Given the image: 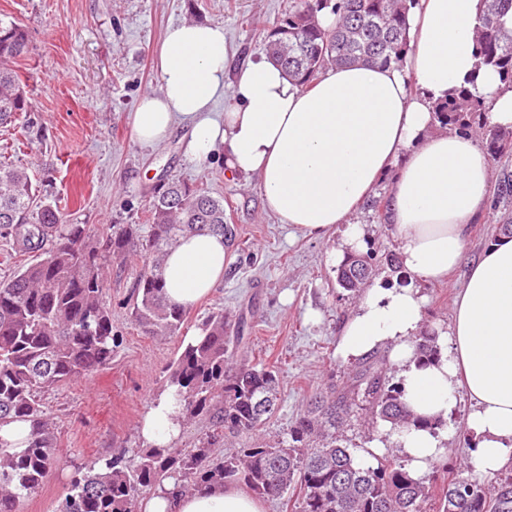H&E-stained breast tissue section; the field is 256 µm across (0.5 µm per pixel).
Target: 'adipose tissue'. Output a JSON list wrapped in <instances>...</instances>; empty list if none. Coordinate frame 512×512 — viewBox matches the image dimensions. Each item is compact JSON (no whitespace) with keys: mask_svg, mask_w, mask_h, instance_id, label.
Returning <instances> with one entry per match:
<instances>
[{"mask_svg":"<svg viewBox=\"0 0 512 512\" xmlns=\"http://www.w3.org/2000/svg\"><path fill=\"white\" fill-rule=\"evenodd\" d=\"M480 0H419L408 15L411 50L403 66L330 67L308 87L268 59L233 64L224 29L204 23L171 26L159 51L161 89L144 94L134 114L136 141L159 144L177 122L190 125L188 150L223 151L228 173L258 176L266 210L310 237L342 228L328 260L339 265L364 250L366 227L352 215L384 178L392 180L389 222L407 283H370L345 323L339 354L350 363L386 349L404 399L439 427L377 425L369 447L395 449L414 478L448 453L455 434L447 420L460 394L472 407L467 463L491 476L512 465V237L474 262L448 331L439 333V360L418 362L415 338L425 320L418 285L445 280L460 261L468 224L489 207L491 169L478 139L437 126L432 107L474 71ZM235 73L224 87L226 70ZM475 91L489 104L491 125L512 128V87L491 70ZM226 96L214 117V99ZM233 257L221 235L182 240L164 263L171 303L189 306L224 279ZM173 388L158 392L139 435L143 445H173L180 436ZM144 512H265L263 503L231 483L183 496L156 492Z\"/></svg>","mask_w":512,"mask_h":512,"instance_id":"obj_1","label":"adipose tissue"}]
</instances>
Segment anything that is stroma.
Returning a JSON list of instances; mask_svg holds the SVG:
<instances>
[{
    "label": "stroma",
    "mask_w": 512,
    "mask_h": 512,
    "mask_svg": "<svg viewBox=\"0 0 512 512\" xmlns=\"http://www.w3.org/2000/svg\"><path fill=\"white\" fill-rule=\"evenodd\" d=\"M295 0H0V18L19 24L28 51L8 60L25 85L29 124L0 127V162L27 167L42 199L57 204L70 224L105 238L116 224L148 221L152 191L176 178L223 197L234 225V260L212 294L190 306L184 331L196 329L216 308L244 320L253 362L275 366L278 409L264 427L281 437L307 398L343 385L354 366L337 344L361 300L339 288L327 239L291 236L265 212L258 178L227 175L214 155L187 152L190 129L180 124L163 143L143 146L132 133L142 95L160 89L159 46L169 25H221L235 60L265 53L272 26ZM512 205L488 210L470 225L461 263L445 282L425 283L426 319L445 328L464 287L469 265L500 237ZM131 267L113 262L104 301L112 312L117 346L111 361L91 376L45 396L59 438L58 462L22 512H57L77 466L142 451L138 425L154 393L167 386V368L182 351V337L147 336L131 323Z\"/></svg>",
    "instance_id": "stroma-1"
}]
</instances>
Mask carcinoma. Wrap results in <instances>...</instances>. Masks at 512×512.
<instances>
[{
    "instance_id": "obj_1",
    "label": "carcinoma",
    "mask_w": 512,
    "mask_h": 512,
    "mask_svg": "<svg viewBox=\"0 0 512 512\" xmlns=\"http://www.w3.org/2000/svg\"><path fill=\"white\" fill-rule=\"evenodd\" d=\"M418 0H315L288 12L265 37L267 56L300 87H308L330 66L359 63L401 65L410 51L408 13ZM483 22L476 31L478 63L462 85L436 105L440 125L481 134L495 162L512 156V129L489 124L483 99L475 95L482 69L495 71L512 86V31L499 17L512 0H483ZM336 14L324 27L319 15ZM22 28L0 21V58L27 53ZM27 111L21 79L0 67V126ZM512 203V168L505 164L491 208ZM198 231L232 235L224 224V199L179 179L154 187L146 224H122L99 246L85 226L66 224L57 206L39 199L28 169L0 162V237L12 240L9 259L37 254L0 279V426L30 423L27 447L17 452L0 438V512H20V503L43 484L56 462L57 442L43 397L87 377L112 360V313L103 303L106 267L112 259L144 258L135 271L130 318L149 336H177L187 309L167 302L161 269L168 252ZM394 267L398 257L351 253L336 268V284L360 290L380 263ZM201 338L169 366L176 387L181 424L202 417L206 431L188 448H151L137 460L110 458L76 470L60 512H140L145 495L172 486L197 491L224 480L244 485L258 498L298 491V512H423L437 497L436 512H512V472L479 477L466 465L434 493L436 475L414 479L407 464L389 454L377 466H362L346 445L340 427L352 418L362 396L371 419L396 428L433 427L403 400L384 359L372 355L340 388L315 394L286 437L260 443L254 436L276 410L278 379L269 367L247 363L249 342L224 318L210 312L198 324ZM438 332L429 326L416 338L421 361L440 356ZM241 437L232 453H216L224 438Z\"/></svg>"
}]
</instances>
